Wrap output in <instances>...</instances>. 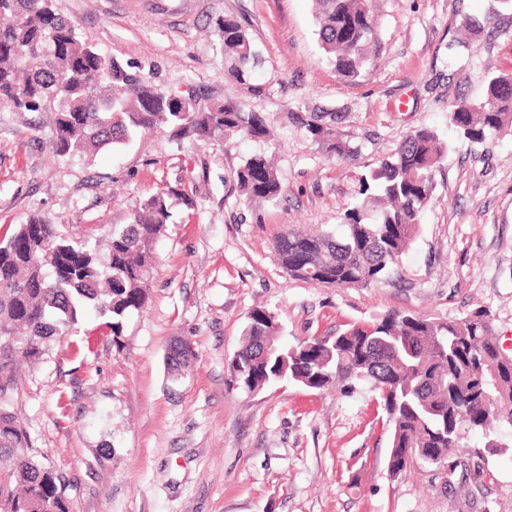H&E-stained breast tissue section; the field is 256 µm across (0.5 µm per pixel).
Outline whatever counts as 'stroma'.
<instances>
[{
    "mask_svg": "<svg viewBox=\"0 0 512 512\" xmlns=\"http://www.w3.org/2000/svg\"><path fill=\"white\" fill-rule=\"evenodd\" d=\"M488 4L372 0L379 47L347 81L319 47L311 0H54L102 53L200 104L241 100L274 133L194 144L150 135L89 163L52 152L53 113L0 101V239L33 214L70 239H101L143 198L177 190L148 301L119 340L99 333L92 311L42 362L21 368L18 412L66 480L73 512H512L511 426L496 427L500 451L473 431L469 454L395 475L368 387L347 396L281 382L248 394L227 372L261 306L291 346L389 310L454 319L481 306L512 351V135L473 145L448 124L452 104L482 97L491 73L512 75L511 13L469 48L456 44L463 14ZM228 17L261 57L245 84L224 58ZM317 107L341 113L336 130L358 147L355 161L329 158L287 118ZM422 127L450 148L401 280L324 288L289 277L273 258L278 237L339 224L362 177ZM263 151L274 152L285 188L274 204L245 202L232 180ZM179 339L196 360L175 382L165 357Z\"/></svg>",
    "mask_w": 512,
    "mask_h": 512,
    "instance_id": "35a3bbf8",
    "label": "stroma"
}]
</instances>
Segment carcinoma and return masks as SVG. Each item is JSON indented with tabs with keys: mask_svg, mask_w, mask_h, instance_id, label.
<instances>
[{
	"mask_svg": "<svg viewBox=\"0 0 512 512\" xmlns=\"http://www.w3.org/2000/svg\"><path fill=\"white\" fill-rule=\"evenodd\" d=\"M318 43L345 80L356 79L378 42L368 0H312ZM512 0H493L461 29L475 37L495 24ZM230 74L245 83L258 53L233 18L222 26ZM506 75L489 76L483 98L448 113L463 139L483 144L512 134V90ZM154 83L144 68L101 53L52 0H0V99L18 112H53L48 144L55 155L90 161L139 134L176 141L234 136L271 139L265 117L233 99L201 106ZM291 119L331 155L354 159L357 148L336 133V117L298 112ZM448 141L434 128L410 133L362 179L361 199L346 209L342 231L326 225L288 230L276 241L278 264L294 279L325 288H372L399 274L435 187ZM233 181L244 200L275 202L283 184L272 158L256 153ZM169 187L136 205L129 223L112 226L102 246L62 237L34 214L0 241V512H71L55 470L38 458L15 410L22 389L17 360L41 361L95 309L118 342L127 315L146 303L155 269L154 243L171 220ZM229 383L252 392L293 381L344 395L367 385L377 393L390 435L387 466L400 474L419 461L441 465L466 450L464 432L487 433L492 421L512 426V355L498 342L491 314L478 309L453 320L390 310L349 323L334 336L295 347L280 341L264 307L253 309L227 366Z\"/></svg>",
	"mask_w": 512,
	"mask_h": 512,
	"instance_id": "carcinoma-1",
	"label": "carcinoma"
}]
</instances>
